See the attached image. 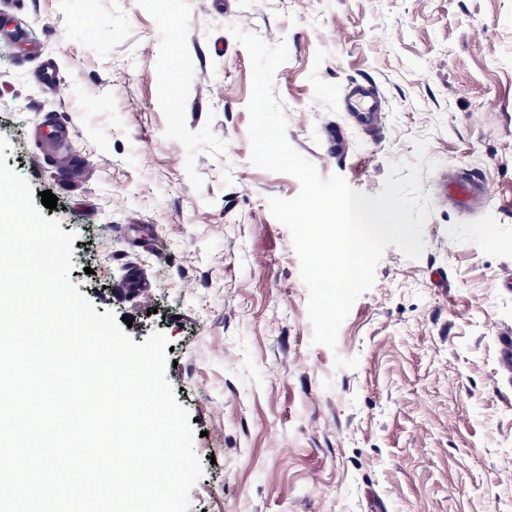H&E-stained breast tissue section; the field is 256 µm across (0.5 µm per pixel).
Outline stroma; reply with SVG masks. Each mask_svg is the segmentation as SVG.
<instances>
[{"label": "stroma", "instance_id": "35a3bbf8", "mask_svg": "<svg viewBox=\"0 0 512 512\" xmlns=\"http://www.w3.org/2000/svg\"><path fill=\"white\" fill-rule=\"evenodd\" d=\"M18 2L36 38L0 41L6 163L56 195L42 214L76 232L97 312L166 335L204 467L189 512H512V0ZM232 24L286 43L274 93L322 176L377 194L424 136L438 163L421 257L385 250L332 349L269 207L300 183L250 162ZM355 79L381 93L378 134L344 108ZM61 116L69 153L43 157L31 132ZM471 169L491 195L464 213L440 185Z\"/></svg>", "mask_w": 512, "mask_h": 512}]
</instances>
